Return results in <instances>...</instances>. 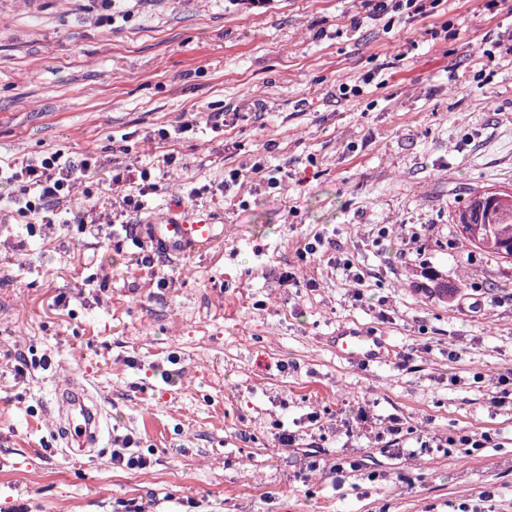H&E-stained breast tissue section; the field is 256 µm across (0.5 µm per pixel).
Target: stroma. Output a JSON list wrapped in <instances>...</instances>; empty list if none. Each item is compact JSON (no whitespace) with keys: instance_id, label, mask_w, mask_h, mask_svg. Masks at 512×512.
<instances>
[{"instance_id":"obj_1","label":"stroma","mask_w":512,"mask_h":512,"mask_svg":"<svg viewBox=\"0 0 512 512\" xmlns=\"http://www.w3.org/2000/svg\"><path fill=\"white\" fill-rule=\"evenodd\" d=\"M422 3L375 16L367 0L260 14L143 0L109 25L81 0H0V162L53 149L101 163L55 224L32 216L36 234L0 204V512H454L487 491L512 512V407L490 400L512 372V261L452 222L470 191L512 192V10ZM118 162L156 183L135 226L67 223L111 212ZM272 176L285 189L264 188ZM175 211L221 236L180 258L147 241L154 261L136 264L141 225ZM316 236L325 247L302 259ZM431 273L451 297L426 288ZM344 328L385 338L384 362L338 355ZM63 380L103 405L95 456L55 439ZM361 405L377 432L397 418L490 442L385 456L340 426ZM125 435L149 468L113 464Z\"/></svg>"}]
</instances>
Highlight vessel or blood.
<instances>
[{
    "label": "vessel or blood",
    "mask_w": 512,
    "mask_h": 512,
    "mask_svg": "<svg viewBox=\"0 0 512 512\" xmlns=\"http://www.w3.org/2000/svg\"><path fill=\"white\" fill-rule=\"evenodd\" d=\"M143 233L160 252L180 257L211 244L217 237V228L201 220L190 222L171 214L144 225ZM336 348L367 363L382 361L385 354L383 339L355 328L337 332ZM55 401L61 420L60 438L65 447H77L85 455H93L103 433L98 408L90 402L84 390L74 387L57 388Z\"/></svg>",
    "instance_id": "obj_1"
}]
</instances>
